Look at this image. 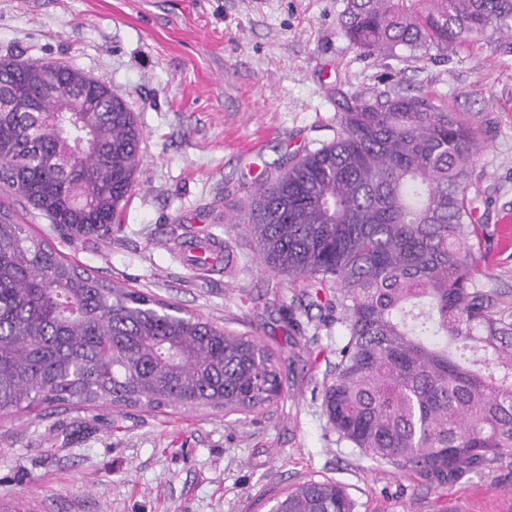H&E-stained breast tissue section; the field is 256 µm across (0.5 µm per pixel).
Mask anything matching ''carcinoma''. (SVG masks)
Masks as SVG:
<instances>
[{
    "instance_id": "1",
    "label": "carcinoma",
    "mask_w": 512,
    "mask_h": 512,
    "mask_svg": "<svg viewBox=\"0 0 512 512\" xmlns=\"http://www.w3.org/2000/svg\"><path fill=\"white\" fill-rule=\"evenodd\" d=\"M364 55L448 57L512 34V0H347ZM64 78L87 111H56ZM40 111H24L27 100ZM336 136L252 195L238 223L274 274L336 289L348 336L322 405L338 436L431 483L512 459V310L482 287L492 234L469 181L472 120L390 85L336 89ZM143 132L108 83L0 57V186L57 230H112L136 184ZM286 393L275 354L143 291L109 285L31 235L0 203V414L33 404L250 415ZM346 489L308 479L276 512H354Z\"/></svg>"
}]
</instances>
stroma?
Segmentation results:
<instances>
[{
  "label": "stroma",
  "instance_id": "35a3bbf8",
  "mask_svg": "<svg viewBox=\"0 0 512 512\" xmlns=\"http://www.w3.org/2000/svg\"><path fill=\"white\" fill-rule=\"evenodd\" d=\"M347 0H0V56L67 65L108 82L143 130L144 162L105 235L54 230L0 191L19 223L92 275L155 295L280 358L285 398L257 422L223 411L158 413L99 401L0 417V512H269L309 478L342 484L356 512H512V462L443 485L371 460L331 429L322 393L346 334L301 283L269 272L230 222L290 158L336 132L333 87L400 84L463 112L485 146L469 195L494 233L485 288L512 306V38L452 58L363 55L338 18ZM227 242L226 264L198 269L179 249ZM306 339L293 345L284 309Z\"/></svg>",
  "mask_w": 512,
  "mask_h": 512
}]
</instances>
